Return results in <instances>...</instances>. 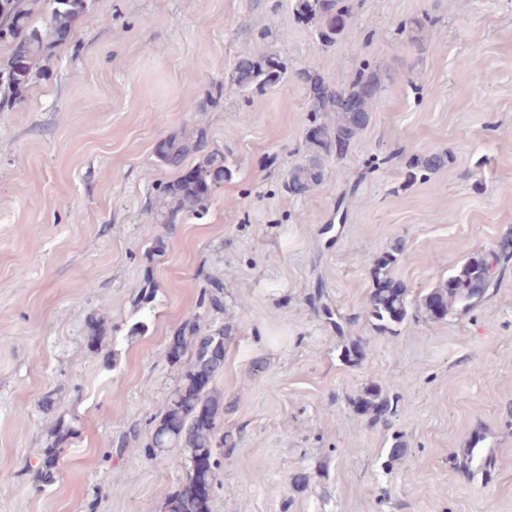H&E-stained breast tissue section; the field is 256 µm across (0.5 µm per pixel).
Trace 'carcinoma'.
<instances>
[{"label": "carcinoma", "mask_w": 512, "mask_h": 512, "mask_svg": "<svg viewBox=\"0 0 512 512\" xmlns=\"http://www.w3.org/2000/svg\"><path fill=\"white\" fill-rule=\"evenodd\" d=\"M45 2L50 22L43 28L34 24L35 7ZM357 0H294L297 17L315 28L319 41L332 47L344 33L355 14ZM86 0H0V45L10 48L0 60V111L21 100L31 77V64L52 47L65 40L71 22L83 14ZM291 76L310 88L309 122L315 134L307 135V154L303 162L289 172L287 190L294 195L307 194L323 181L322 160L331 154L341 156L371 121L386 84L395 75L365 61L346 84L326 82L316 71L306 67L288 72L287 65L272 52L258 51L240 58L228 74L230 83L247 93H260ZM201 155L194 171L177 180L157 185L155 203L146 208L147 215L159 224L206 214L212 198L208 182L223 183L231 175L227 157L208 149L206 131L198 129L188 139L169 140L159 147L160 160L171 168H180L188 153ZM445 152L416 157L409 164L407 181L427 178L449 164ZM402 244L380 253L373 260L374 288L369 294L366 313L381 326L402 323L409 314L407 289L393 277V267ZM512 260V240L506 239L498 249L478 254L457 267L448 279L433 289L421 308L432 319H444L456 307H469L482 299L490 288L500 265ZM216 293H208L201 302L215 311L224 309L219 293L224 282L210 278ZM230 339L229 329L221 327L201 332L199 324L181 329L174 340L181 364L177 385L155 427L147 448L153 457L167 448H180L184 458V476L179 489L167 502V512H211L215 489L220 486L219 471L224 448L232 446L224 438L217 422L224 404L210 388L215 375L224 367V351ZM361 415L376 419L386 415L390 402L379 387L368 388L354 402ZM73 436L69 426L60 424L50 431L44 459L35 471L41 486H50L57 476L56 464L64 445Z\"/></svg>", "instance_id": "1"}]
</instances>
